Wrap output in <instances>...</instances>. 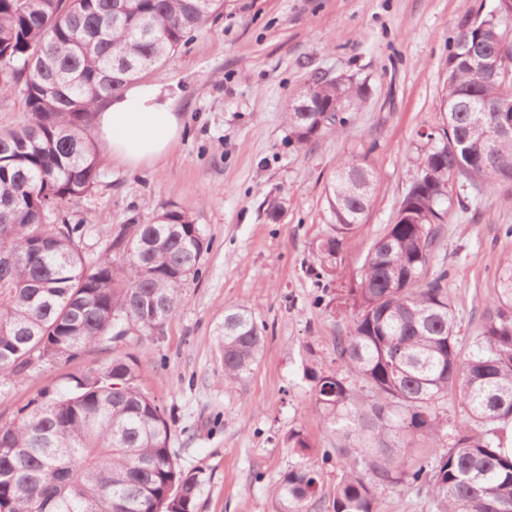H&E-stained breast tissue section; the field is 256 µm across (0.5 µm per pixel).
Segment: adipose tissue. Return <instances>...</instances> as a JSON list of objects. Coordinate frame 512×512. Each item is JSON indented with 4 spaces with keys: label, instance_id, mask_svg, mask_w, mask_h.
I'll return each instance as SVG.
<instances>
[{
    "label": "adipose tissue",
    "instance_id": "1",
    "mask_svg": "<svg viewBox=\"0 0 512 512\" xmlns=\"http://www.w3.org/2000/svg\"><path fill=\"white\" fill-rule=\"evenodd\" d=\"M183 132V120L168 89L156 82L130 85L95 108L93 134L105 159L128 169L168 157Z\"/></svg>",
    "mask_w": 512,
    "mask_h": 512
}]
</instances>
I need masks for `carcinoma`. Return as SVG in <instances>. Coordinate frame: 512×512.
Listing matches in <instances>:
<instances>
[{
	"mask_svg": "<svg viewBox=\"0 0 512 512\" xmlns=\"http://www.w3.org/2000/svg\"><path fill=\"white\" fill-rule=\"evenodd\" d=\"M0 0V96L22 85L27 118L0 130V375L22 378L37 366L72 360L91 347L153 338L180 308L209 249L193 212L164 206L150 224L106 232L89 260L86 225L58 209L87 194L101 161L91 126L94 106L167 59L220 15L224 0ZM481 46L512 55V40L488 14L455 25L442 110L426 134L417 175L394 221L376 236L350 292V326L336 337L347 375L313 372L311 411L344 441L351 457L333 512H373L379 487H429L435 512H512V258L485 303L475 353L458 350L448 268L437 250L448 223L453 178L493 190L512 176V135L487 148L491 107L502 83L480 81L464 56ZM346 108L368 96L365 83L316 75L286 112L303 148L340 132ZM364 161L344 166L326 191L328 231L312 254L317 281L334 275L344 241L363 225L372 196ZM263 328L244 306L224 313V377L251 373ZM131 352L96 372L47 388L0 422V512H195L202 484L170 446L171 411L137 385ZM460 399L474 428L429 467L421 448L443 447L448 400ZM316 478L296 468L277 486L278 512H303Z\"/></svg>",
	"mask_w": 512,
	"mask_h": 512,
	"instance_id": "obj_1",
	"label": "carcinoma"
}]
</instances>
